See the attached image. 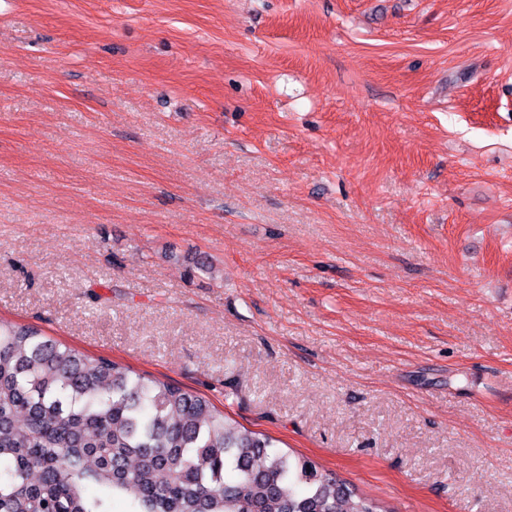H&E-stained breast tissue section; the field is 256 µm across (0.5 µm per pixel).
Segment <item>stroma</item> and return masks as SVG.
Masks as SVG:
<instances>
[{
  "mask_svg": "<svg viewBox=\"0 0 512 512\" xmlns=\"http://www.w3.org/2000/svg\"><path fill=\"white\" fill-rule=\"evenodd\" d=\"M0 317L512 512V0H0Z\"/></svg>",
  "mask_w": 512,
  "mask_h": 512,
  "instance_id": "1",
  "label": "stroma"
}]
</instances>
